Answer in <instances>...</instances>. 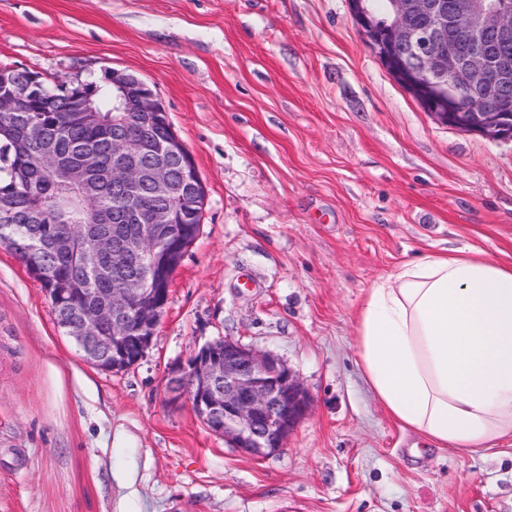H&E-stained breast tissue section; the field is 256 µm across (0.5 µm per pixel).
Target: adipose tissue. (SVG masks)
<instances>
[{
	"label": "adipose tissue",
	"mask_w": 512,
	"mask_h": 512,
	"mask_svg": "<svg viewBox=\"0 0 512 512\" xmlns=\"http://www.w3.org/2000/svg\"><path fill=\"white\" fill-rule=\"evenodd\" d=\"M356 346L379 405L430 443L512 435V265L471 249L403 263L368 290Z\"/></svg>",
	"instance_id": "adipose-tissue-1"
}]
</instances>
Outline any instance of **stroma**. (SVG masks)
Instances as JSON below:
<instances>
[{
    "label": "stroma",
    "mask_w": 512,
    "mask_h": 512,
    "mask_svg": "<svg viewBox=\"0 0 512 512\" xmlns=\"http://www.w3.org/2000/svg\"><path fill=\"white\" fill-rule=\"evenodd\" d=\"M0 66L140 76L206 189L152 343L119 372L0 248V512H512V436L429 444L379 406L355 337L407 261L512 264V141L434 119L348 0H0ZM221 337L278 356L312 399L274 455L168 402L171 369Z\"/></svg>",
    "instance_id": "obj_1"
}]
</instances>
